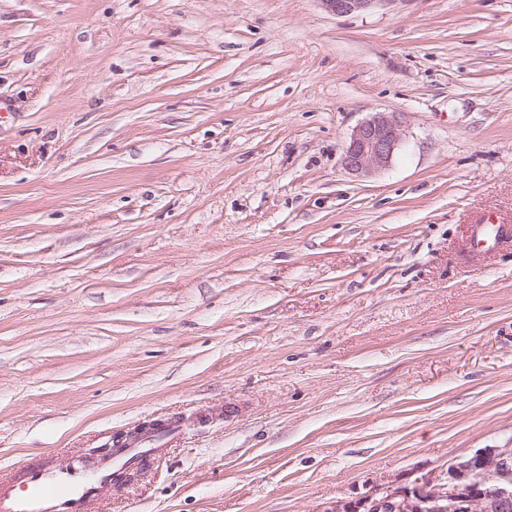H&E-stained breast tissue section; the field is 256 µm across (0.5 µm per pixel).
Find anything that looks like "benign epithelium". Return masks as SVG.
Here are the masks:
<instances>
[{
  "label": "benign epithelium",
  "instance_id": "obj_1",
  "mask_svg": "<svg viewBox=\"0 0 512 512\" xmlns=\"http://www.w3.org/2000/svg\"><path fill=\"white\" fill-rule=\"evenodd\" d=\"M334 15L370 11L390 0H320ZM402 121L377 112L359 124L346 143L342 166L367 176L388 166L399 149ZM318 512H512V442L453 457L448 469L415 474L403 482L372 483L352 498H339Z\"/></svg>",
  "mask_w": 512,
  "mask_h": 512
}]
</instances>
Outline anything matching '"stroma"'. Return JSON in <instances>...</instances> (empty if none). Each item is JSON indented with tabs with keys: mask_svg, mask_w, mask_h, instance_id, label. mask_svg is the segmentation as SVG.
I'll list each match as a JSON object with an SVG mask.
<instances>
[{
	"mask_svg": "<svg viewBox=\"0 0 512 512\" xmlns=\"http://www.w3.org/2000/svg\"><path fill=\"white\" fill-rule=\"evenodd\" d=\"M0 100V475L165 420L97 512H315L512 438V0H0ZM325 9L334 15H349L370 11L378 5L393 0H320ZM402 131L397 113H375L351 134L342 155L343 168L352 175L367 176L388 166L399 149ZM511 241L512 229L510 232L506 224H496L490 220L478 225L475 238L476 248L499 246Z\"/></svg>",
	"mask_w": 512,
	"mask_h": 512,
	"instance_id": "obj_1",
	"label": "stroma"
}]
</instances>
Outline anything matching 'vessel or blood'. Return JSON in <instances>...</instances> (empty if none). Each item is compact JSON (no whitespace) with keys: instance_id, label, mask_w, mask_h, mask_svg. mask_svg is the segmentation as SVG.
Returning <instances> with one entry per match:
<instances>
[{"instance_id":"obj_1","label":"vessel or blood","mask_w":512,"mask_h":512,"mask_svg":"<svg viewBox=\"0 0 512 512\" xmlns=\"http://www.w3.org/2000/svg\"><path fill=\"white\" fill-rule=\"evenodd\" d=\"M512 242V228L485 221L478 225L475 244L485 248ZM125 449L106 459H73L67 466L44 457L0 479V512H95L99 499L110 493L113 478L124 467Z\"/></svg>"}]
</instances>
